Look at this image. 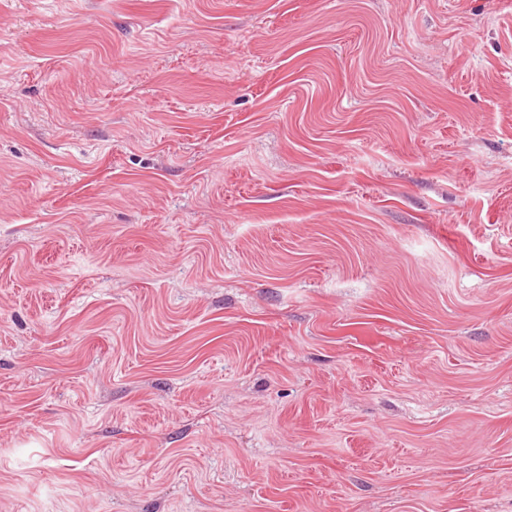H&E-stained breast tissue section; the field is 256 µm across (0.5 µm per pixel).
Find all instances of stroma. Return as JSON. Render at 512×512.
<instances>
[{
    "instance_id": "obj_1",
    "label": "stroma",
    "mask_w": 512,
    "mask_h": 512,
    "mask_svg": "<svg viewBox=\"0 0 512 512\" xmlns=\"http://www.w3.org/2000/svg\"><path fill=\"white\" fill-rule=\"evenodd\" d=\"M0 512H512V0H0Z\"/></svg>"
}]
</instances>
